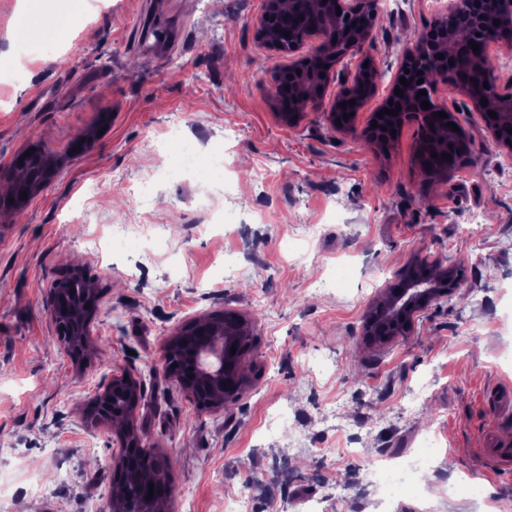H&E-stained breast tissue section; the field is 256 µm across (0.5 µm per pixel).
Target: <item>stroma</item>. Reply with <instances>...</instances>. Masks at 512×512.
Listing matches in <instances>:
<instances>
[{"instance_id": "stroma-1", "label": "stroma", "mask_w": 512, "mask_h": 512, "mask_svg": "<svg viewBox=\"0 0 512 512\" xmlns=\"http://www.w3.org/2000/svg\"><path fill=\"white\" fill-rule=\"evenodd\" d=\"M266 0H28L44 34L1 36L19 11L0 0V187L12 159L38 147L61 158L58 175L18 218L0 222V493L8 512H86L104 506L118 436L89 414L112 373L139 380L145 406L134 431L169 459L166 512H224L247 494L258 512H303L335 493L329 512H377L373 468L426 454L433 468L386 512H512V413L491 391L512 385V177L503 149L457 87L436 97L459 113L471 156L428 177L414 162L416 128L388 149L338 132L326 106L283 125L272 77L304 58L258 38ZM440 0H379L369 57L385 73L355 124L388 96L403 47ZM72 18L63 33L54 23ZM163 20L168 47L144 45ZM204 152L220 149L233 199L194 175L169 174V126ZM155 188L139 192L146 179ZM235 213L211 225L210 206ZM115 224L160 225L96 253ZM464 269L463 283L417 313L411 332L378 344L368 312L414 263ZM99 296L88 359L56 331L48 292L69 269ZM243 314L255 348L249 384L223 408L198 410L161 369L164 344L188 321Z\"/></svg>"}]
</instances>
